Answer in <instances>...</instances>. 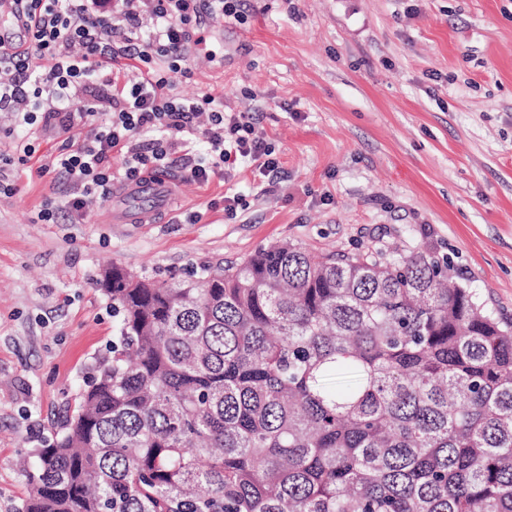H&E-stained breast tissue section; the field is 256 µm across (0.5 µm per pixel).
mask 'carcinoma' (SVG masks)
<instances>
[{
    "instance_id": "cac0c4a2",
    "label": "carcinoma",
    "mask_w": 512,
    "mask_h": 512,
    "mask_svg": "<svg viewBox=\"0 0 512 512\" xmlns=\"http://www.w3.org/2000/svg\"><path fill=\"white\" fill-rule=\"evenodd\" d=\"M100 285L112 359L21 512H512V321L433 248Z\"/></svg>"
}]
</instances>
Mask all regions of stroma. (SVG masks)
Returning a JSON list of instances; mask_svg holds the SVG:
<instances>
[{
    "mask_svg": "<svg viewBox=\"0 0 512 512\" xmlns=\"http://www.w3.org/2000/svg\"><path fill=\"white\" fill-rule=\"evenodd\" d=\"M190 67L177 92L254 113L280 165L206 185L171 173L172 224L108 223L101 200L78 223L36 222L69 190L38 172L62 137L0 112V153L37 148L0 168L17 188L0 196V512H17L23 465L107 354V267L185 279L276 241L316 257L422 241L512 319V0H243Z\"/></svg>",
    "mask_w": 512,
    "mask_h": 512,
    "instance_id": "35a3bbf8",
    "label": "stroma"
}]
</instances>
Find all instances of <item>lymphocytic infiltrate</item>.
Listing matches in <instances>:
<instances>
[{
    "label": "lymphocytic infiltrate",
    "instance_id": "1",
    "mask_svg": "<svg viewBox=\"0 0 512 512\" xmlns=\"http://www.w3.org/2000/svg\"><path fill=\"white\" fill-rule=\"evenodd\" d=\"M14 0L30 44L23 53L0 51V112L15 113L26 126L56 124L65 139L40 174L71 185L57 205L38 211L56 223L58 213L76 221L91 197L108 198L116 182L170 169L187 137L202 134L209 150L185 157L190 181L205 184L225 165L260 163L268 173L279 161L257 132L249 112H228L223 98H182L176 76L191 74L190 54L204 45L208 19L236 14L234 0ZM39 69H31V59ZM84 105L70 108L73 91ZM91 127L73 140L71 131Z\"/></svg>",
    "mask_w": 512,
    "mask_h": 512
}]
</instances>
